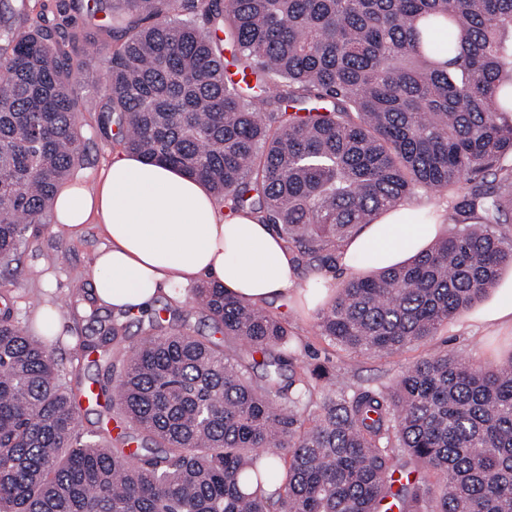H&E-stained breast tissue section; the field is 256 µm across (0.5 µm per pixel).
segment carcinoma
Instances as JSON below:
<instances>
[{
	"label": "carcinoma",
	"instance_id": "carcinoma-1",
	"mask_svg": "<svg viewBox=\"0 0 512 512\" xmlns=\"http://www.w3.org/2000/svg\"><path fill=\"white\" fill-rule=\"evenodd\" d=\"M109 25L107 102L73 91L95 36L0 31V263L15 260L81 157L79 112L129 154L204 183L226 209L331 267L362 225L419 190L450 229L402 264L352 276L321 336L356 356L400 350L512 270V0H92ZM234 48L225 62V46ZM469 189L457 194L460 182ZM221 337L141 322L118 380L124 313L75 350L0 304V512H512V356L429 354L391 385L338 384L277 317L210 282ZM104 405L83 431L76 407Z\"/></svg>",
	"mask_w": 512,
	"mask_h": 512
}]
</instances>
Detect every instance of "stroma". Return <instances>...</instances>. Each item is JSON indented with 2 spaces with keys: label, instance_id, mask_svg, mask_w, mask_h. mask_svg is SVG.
Listing matches in <instances>:
<instances>
[{
  "label": "stroma",
  "instance_id": "1",
  "mask_svg": "<svg viewBox=\"0 0 512 512\" xmlns=\"http://www.w3.org/2000/svg\"><path fill=\"white\" fill-rule=\"evenodd\" d=\"M63 0H26L24 10L9 14L7 26L19 30L41 23L57 27L59 32L96 30L105 24L103 15L84 11L63 10ZM96 113L84 112L79 124L84 133L82 148L86 161L75 179L92 186L97 173L117 151L116 134H104L96 125ZM104 243L95 226H88L78 237H70L58 224L39 227L36 238L13 263L9 278L10 299L18 320L31 326L35 315L45 309L54 311L61 325L59 341L52 347L63 377L71 383L90 386L97 369L91 360H76L73 350L94 325L90 313L106 319L110 310L97 306L91 296L90 273L95 251ZM502 285L472 309L441 326L435 336L398 351L375 356L355 357L320 336L316 314L293 309L282 300L265 304L266 312L280 318L300 348L313 355L316 363L326 366L337 381L345 383L393 382L417 360L437 351H448L459 358L481 365L496 364L512 351V325L503 321L488 322L486 311L512 303V271L505 272ZM193 286L175 287L173 294L160 295L156 307L171 306L182 310L186 328L197 336L212 332L211 322L193 303Z\"/></svg>",
  "mask_w": 512,
  "mask_h": 512
}]
</instances>
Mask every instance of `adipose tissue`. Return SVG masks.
I'll use <instances>...</instances> for the list:
<instances>
[{"mask_svg":"<svg viewBox=\"0 0 512 512\" xmlns=\"http://www.w3.org/2000/svg\"><path fill=\"white\" fill-rule=\"evenodd\" d=\"M56 222L70 233L96 225L92 296L113 311L150 306L175 284L211 280L260 305L298 289L295 261L272 225L223 212L194 177L161 162L117 154L92 188H62ZM448 230V213L407 203L382 212L342 247L346 273L400 264Z\"/></svg>","mask_w":512,"mask_h":512,"instance_id":"obj_1","label":"adipose tissue"}]
</instances>
